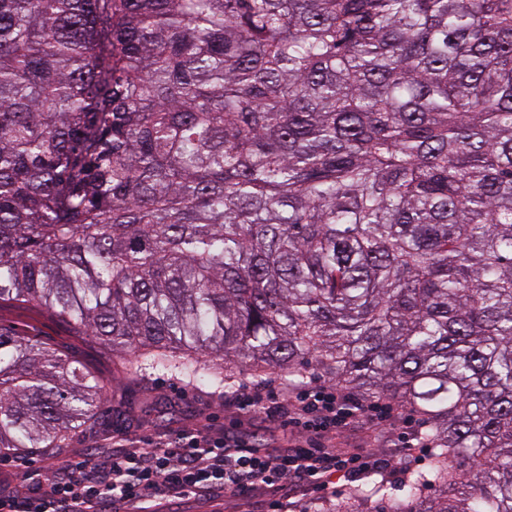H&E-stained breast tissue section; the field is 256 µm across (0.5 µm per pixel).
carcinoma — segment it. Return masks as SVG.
Here are the masks:
<instances>
[{
    "label": "carcinoma",
    "instance_id": "cac0c4a2",
    "mask_svg": "<svg viewBox=\"0 0 512 512\" xmlns=\"http://www.w3.org/2000/svg\"><path fill=\"white\" fill-rule=\"evenodd\" d=\"M4 302L428 423L403 500L315 512H512V0H0ZM111 399L0 328V455Z\"/></svg>",
    "mask_w": 512,
    "mask_h": 512
}]
</instances>
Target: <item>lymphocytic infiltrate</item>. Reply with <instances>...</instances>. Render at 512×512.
<instances>
[{"label":"lymphocytic infiltrate","instance_id":"f902f5d3","mask_svg":"<svg viewBox=\"0 0 512 512\" xmlns=\"http://www.w3.org/2000/svg\"><path fill=\"white\" fill-rule=\"evenodd\" d=\"M239 409L288 416L291 448L270 456L245 440L186 433L160 444L150 438L113 451L102 465L67 463L64 478H51L38 497L0 496V512H156L161 501L207 495L243 500L259 487L273 489L272 512H281L297 488L331 489L337 479L385 469L370 452L344 456L327 448L326 435L349 427L364 409L332 384L310 386L294 396L245 389Z\"/></svg>","mask_w":512,"mask_h":512}]
</instances>
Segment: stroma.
<instances>
[{
  "instance_id": "35a3bbf8",
  "label": "stroma",
  "mask_w": 512,
  "mask_h": 512,
  "mask_svg": "<svg viewBox=\"0 0 512 512\" xmlns=\"http://www.w3.org/2000/svg\"><path fill=\"white\" fill-rule=\"evenodd\" d=\"M0 326L47 344L104 380L112 378L109 356L99 346L79 338L71 326L46 309L19 302L1 304ZM231 397V391L212 393L170 372H152L141 380L115 385L112 404L96 425L74 435L59 455L34 452L21 457H0V490L5 492L25 484L31 492H39L43 469L56 459L82 460L92 456L100 461L113 445L139 437L170 439L184 431L199 429L215 436L234 434L270 452L287 446L288 432L280 422L263 414L240 412L231 405ZM423 428L420 417L405 410L387 422L366 418L357 427L329 434V447L349 450L366 445L376 449L383 458L404 462L405 468L400 472L363 474L352 482L340 479L334 489L325 492H298L286 502L287 512H307L312 504L344 497L351 484L374 480L384 483L388 499H400L407 476L426 471L433 455L432 449L407 446L408 439Z\"/></svg>"
}]
</instances>
